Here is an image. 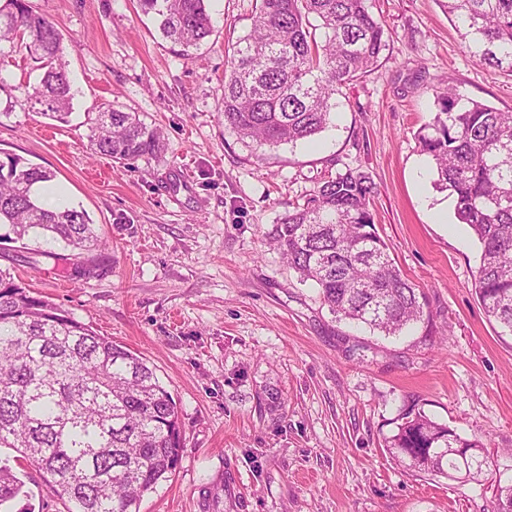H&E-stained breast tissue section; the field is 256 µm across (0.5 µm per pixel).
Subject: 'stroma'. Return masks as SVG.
Wrapping results in <instances>:
<instances>
[{"instance_id":"35a3bbf8","label":"stroma","mask_w":512,"mask_h":512,"mask_svg":"<svg viewBox=\"0 0 512 512\" xmlns=\"http://www.w3.org/2000/svg\"><path fill=\"white\" fill-rule=\"evenodd\" d=\"M31 4L61 35L72 113L33 112L30 64L5 60L15 91L0 104V154L52 170L106 246L84 275L62 246L16 242L0 224V270L145 359L175 399L182 451L140 512H491L512 484V335L476 295L478 245L416 134L440 79L512 112V76L469 54L439 0H372L387 47L337 96L331 125L257 148L223 113L255 0H207L212 33L186 51L136 0ZM103 102L160 128L163 148L128 165L92 154L85 118ZM346 164L376 183V228L425 293L430 326L386 336L337 321L270 244L316 178ZM411 410L479 440L489 475L462 486L393 460L385 441ZM24 490L8 512H65L35 470Z\"/></svg>"}]
</instances>
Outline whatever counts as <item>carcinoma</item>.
<instances>
[{
	"label": "carcinoma",
	"instance_id": "carcinoma-1",
	"mask_svg": "<svg viewBox=\"0 0 512 512\" xmlns=\"http://www.w3.org/2000/svg\"><path fill=\"white\" fill-rule=\"evenodd\" d=\"M368 0H256L249 33L224 72V124L259 147L305 141L329 124L332 100L361 79L385 49ZM466 50L512 75V0H439ZM164 38L190 48L211 33L206 0H138ZM58 29L29 0L0 4V56L35 63L25 101L68 122L74 93ZM433 121L417 133L433 161V185L479 243L475 281L485 313L512 332V112L433 88ZM92 153L129 162L155 152L160 133L134 112L87 113ZM54 174L18 155L0 158V224L15 240L61 241L71 259L103 245L86 211L49 209L32 193ZM377 187L350 167L321 177L269 238L303 282H312L339 320L386 335L424 320L426 298L394 265L371 206ZM478 440L418 412L406 413L387 451L419 472L462 485L487 475ZM0 507L24 493L17 467L39 472L66 512H139L141 498L168 480L182 449L177 403L155 370L96 334L68 311L0 273ZM492 512H512V485Z\"/></svg>",
	"mask_w": 512,
	"mask_h": 512
}]
</instances>
